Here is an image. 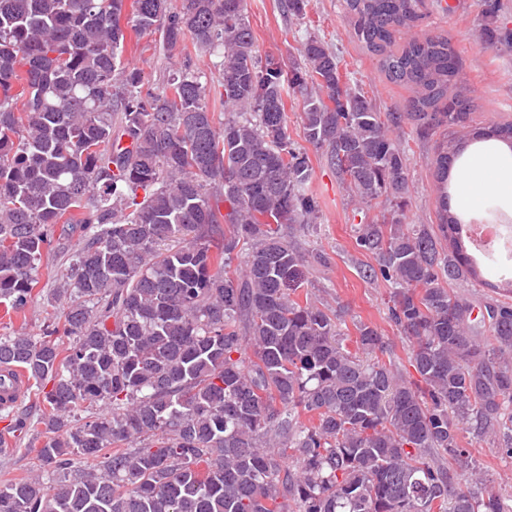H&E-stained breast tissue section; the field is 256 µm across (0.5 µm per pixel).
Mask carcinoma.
Wrapping results in <instances>:
<instances>
[{"instance_id": "1", "label": "carcinoma", "mask_w": 512, "mask_h": 512, "mask_svg": "<svg viewBox=\"0 0 512 512\" xmlns=\"http://www.w3.org/2000/svg\"><path fill=\"white\" fill-rule=\"evenodd\" d=\"M343 2L351 37L412 92L389 112L339 84L314 36L302 62L268 69L246 0H0L3 316L44 295L54 242L79 246L51 292L63 323L0 336V367L24 370L37 402L0 408L36 460L0 481V512H506L480 467L450 465L467 433L512 458V303L476 315L453 289L477 272L448 174L471 140L512 149V118L471 124L451 41L416 32L423 0ZM123 15L220 58L224 118L188 66L143 92ZM287 96L361 214L363 277L390 289L405 365L304 288L325 257L297 238L321 206ZM408 124L453 130L435 159L439 237L404 222Z\"/></svg>"}]
</instances>
